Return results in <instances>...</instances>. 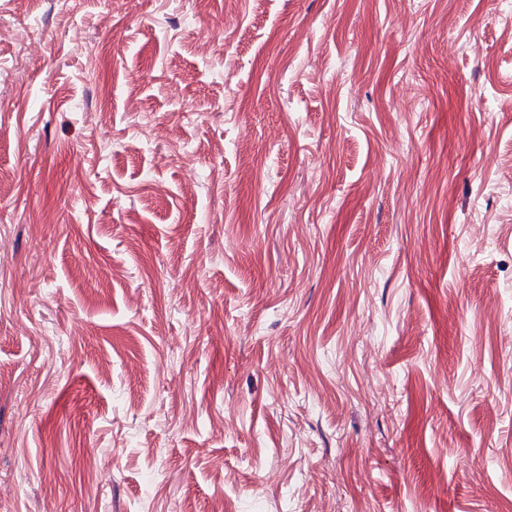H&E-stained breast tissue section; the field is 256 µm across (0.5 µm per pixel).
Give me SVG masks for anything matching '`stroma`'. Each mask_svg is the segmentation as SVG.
Listing matches in <instances>:
<instances>
[{
  "label": "stroma",
  "mask_w": 512,
  "mask_h": 512,
  "mask_svg": "<svg viewBox=\"0 0 512 512\" xmlns=\"http://www.w3.org/2000/svg\"><path fill=\"white\" fill-rule=\"evenodd\" d=\"M0 512H512V0H0Z\"/></svg>",
  "instance_id": "stroma-1"
}]
</instances>
